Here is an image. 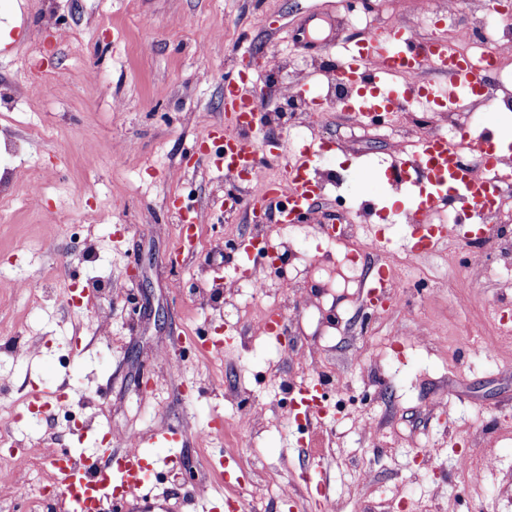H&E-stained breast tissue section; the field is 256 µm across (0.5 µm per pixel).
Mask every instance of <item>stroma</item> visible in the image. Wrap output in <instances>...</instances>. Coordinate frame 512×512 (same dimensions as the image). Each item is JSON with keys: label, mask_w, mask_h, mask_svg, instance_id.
I'll use <instances>...</instances> for the list:
<instances>
[{"label": "stroma", "mask_w": 512, "mask_h": 512, "mask_svg": "<svg viewBox=\"0 0 512 512\" xmlns=\"http://www.w3.org/2000/svg\"><path fill=\"white\" fill-rule=\"evenodd\" d=\"M357 15L434 30L421 0H0V43L26 31L0 55V127L17 139L0 160V274L24 285L0 291V382L21 414L13 445L33 451L22 469L0 451V512H24L50 470L40 448L91 452L103 437L162 426L183 442L151 453V512H210L228 498L247 512H321L322 497L337 512H512V288L462 262L497 251L512 217L484 245L449 241L415 257L411 287L371 309L367 275L411 256L408 226L393 221L411 197L380 178L399 157L391 130L411 131L408 113L365 130L326 113L310 141L324 143L320 169L338 195L292 226L275 209L258 224L245 205L227 208L223 170L189 155L207 131L233 128L224 84L243 78L265 90L256 144L266 174L280 176L281 147L306 144L288 137V74L336 61L363 35ZM300 28L306 39H294ZM34 75L51 96L30 90ZM368 166L379 175L365 182ZM177 196L199 214L188 251L169 208ZM325 224L335 238L323 239ZM373 228L387 252L369 248ZM255 235L295 252L278 308L284 346L228 290L240 243ZM206 328L220 347L192 352ZM306 378L325 384L329 409L316 457L289 412ZM60 388L91 429L29 409L32 393ZM240 393L260 408L248 425L236 421ZM224 452L241 482L213 469ZM198 487L211 498L186 503Z\"/></svg>", "instance_id": "obj_1"}]
</instances>
